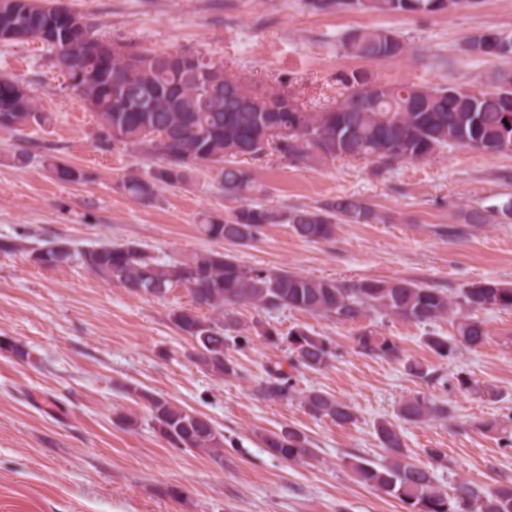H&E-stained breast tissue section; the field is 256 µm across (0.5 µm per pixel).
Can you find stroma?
Here are the masks:
<instances>
[{
	"label": "stroma",
	"mask_w": 512,
	"mask_h": 512,
	"mask_svg": "<svg viewBox=\"0 0 512 512\" xmlns=\"http://www.w3.org/2000/svg\"><path fill=\"white\" fill-rule=\"evenodd\" d=\"M99 32L135 53L199 51L222 60L228 74L290 90L316 109L339 99L340 74L359 72L382 84L491 89L512 57L475 54L468 43L487 32L512 35V0H463L437 13L381 15L357 9L316 10L310 0H67ZM379 27L407 44L386 62L344 53L350 33ZM36 41L1 42L0 74L23 79L51 116L21 134L0 133V240L30 246L67 240L73 251L104 243H136L162 262L218 251L252 268L287 269L312 278L357 282L408 279L457 294L495 280L512 287V219L466 224L464 211L512 200V152L488 155L456 147L391 168L364 159L291 163L271 153L240 159L251 176L245 199L225 196L214 170L189 183L159 184L151 200L122 188L130 173L163 165L155 154L100 147L95 116L51 67ZM35 152L29 166L13 155ZM86 175L58 181L41 156ZM368 203L377 221L340 224L333 238L308 242L291 225H266L247 245L201 234L205 218L225 219L249 203L275 210L314 208L338 195ZM187 288L157 298L98 279L80 263L46 268L26 254L0 251V336L30 351V360L0 352V512H405L398 500L359 483L350 463H384L374 424L394 419L399 402L421 394L450 416L401 424L410 463L440 448L449 469L442 486L460 478L485 490L512 483V447L476 427L512 416V310L480 311L487 342L455 358H437L423 343L451 336L452 319L424 325L373 313L335 322L295 310L237 309L246 333L230 355L235 377L215 378L190 358L192 347L170 317L191 307ZM280 333L297 326L327 336L337 356L328 368L297 374L299 389H320L351 403L348 427L316 419L295 401L257 399L266 369L286 362L254 326ZM391 337L400 359L356 353L363 329ZM427 365L410 376L403 361ZM499 390L492 400L459 389L458 376ZM166 397L207 417L224 435V457L170 447L152 428L138 391ZM291 426L309 436L308 463L269 455L262 433Z\"/></svg>",
	"instance_id": "1"
}]
</instances>
